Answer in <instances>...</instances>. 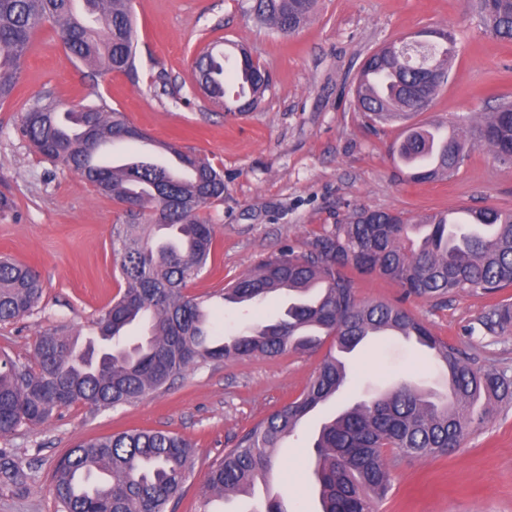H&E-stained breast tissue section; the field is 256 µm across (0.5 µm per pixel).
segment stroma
<instances>
[{
    "instance_id": "1",
    "label": "stroma",
    "mask_w": 512,
    "mask_h": 512,
    "mask_svg": "<svg viewBox=\"0 0 512 512\" xmlns=\"http://www.w3.org/2000/svg\"><path fill=\"white\" fill-rule=\"evenodd\" d=\"M251 0H132L136 72L90 70L66 51L52 26L34 37L16 95L0 105V256L33 267L44 284L32 315L0 325V355L32 363L47 329L89 334L93 320L123 289L112 249L121 205L81 176L33 152L20 113L41 96L66 105L105 99L155 141L175 142L224 172V200L204 208L215 230L206 268L188 294L209 296L210 336L220 338L270 320V300L249 308L225 304V282L286 247L302 253L316 234L353 209L421 216L456 208L512 209V166L476 146L449 180L414 183L389 147L402 132L370 126L356 112L352 88L364 58L383 43L422 27L452 30L459 49L451 78L415 124L445 122L470 130L500 96L512 97V43L485 33L470 0H317L307 23L280 35L260 25ZM247 49L271 77L259 106L228 112L197 90L195 59L204 43ZM362 302L401 306L479 369L512 372V326L487 332L483 321L512 288L494 295L408 297L377 275L352 272ZM324 357L286 353L190 367L142 401L95 410L77 404L51 420L0 437V512H60L49 490L53 471L80 441L130 429L162 430L194 446V465L174 512H203L205 476L238 435L297 398ZM402 379L439 388L432 356L401 336H375L352 357V386L311 414L280 450L273 478L285 512H319L310 486L309 437L344 405L369 399ZM391 489L376 512H512V403L471 425L443 457L387 453Z\"/></svg>"
}]
</instances>
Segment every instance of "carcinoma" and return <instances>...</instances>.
<instances>
[{
	"label": "carcinoma",
	"instance_id": "obj_1",
	"mask_svg": "<svg viewBox=\"0 0 512 512\" xmlns=\"http://www.w3.org/2000/svg\"><path fill=\"white\" fill-rule=\"evenodd\" d=\"M0 0V103L14 94L23 59L46 23L80 63L96 70L135 71L136 45L130 0ZM316 0H253L251 11L282 35L298 31ZM485 32L512 41V0H473ZM455 36L445 29L420 31L417 43H391L370 53L354 89L358 111L373 121L406 120L429 109L448 82ZM196 79L208 98L226 104L225 54L215 42L199 52ZM236 110L257 107L269 75L234 59ZM19 132L43 157L79 174L96 191L139 212L117 230L113 248L124 290L93 321L89 336L48 331L39 335L31 365L0 358V436L46 423L62 407L93 409L138 402L190 367L209 360L274 357L313 349L307 330H321L350 353L370 334L396 329L432 351L447 370L450 394L432 396L410 379L355 403L324 422L313 438L312 475L320 512H374L389 490L384 450L407 457L445 456L466 429L494 414L512 396L507 371L481 370L432 334L406 309L357 300L348 271L376 274L408 296L444 298L462 292L493 295L512 286V211L472 210L468 224H450L443 213L415 218L378 211L376 223L354 210L334 229L314 238L302 255L291 248L229 280L224 299L262 301L286 290L298 296L284 317L221 341L209 339L202 301L185 294L211 258L214 229L200 216L224 198V173L203 158L167 145L190 169L137 156L117 168L93 162L100 145L144 140L147 134L100 98L67 106L35 100L20 114ZM475 143L512 164V100L502 99L475 129ZM395 154L407 179L450 178L467 158L466 139L441 140L436 127H407ZM43 294L32 267L0 260V323L17 322L38 308ZM512 323V307H495L483 320L494 334ZM143 324L144 340L127 345L123 333ZM349 382L344 362L325 356L300 396L237 438L207 476V494L249 493L279 462V448L319 405ZM193 467L188 441L163 431L133 430L81 442L69 449L51 481L62 512H167Z\"/></svg>",
	"mask_w": 512,
	"mask_h": 512
}]
</instances>
